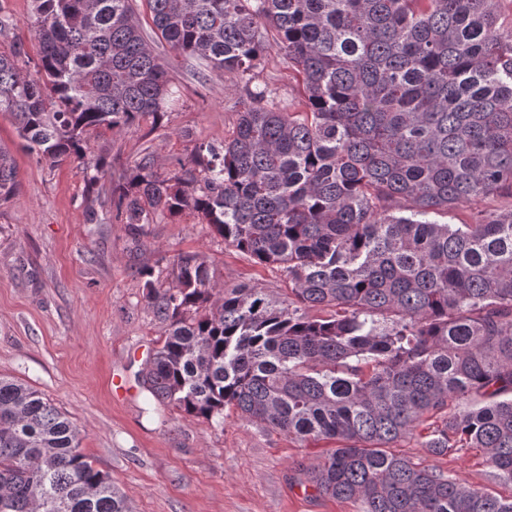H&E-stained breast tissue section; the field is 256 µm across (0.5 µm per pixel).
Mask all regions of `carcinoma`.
I'll return each mask as SVG.
<instances>
[{"instance_id": "1", "label": "carcinoma", "mask_w": 512, "mask_h": 512, "mask_svg": "<svg viewBox=\"0 0 512 512\" xmlns=\"http://www.w3.org/2000/svg\"><path fill=\"white\" fill-rule=\"evenodd\" d=\"M511 1L144 0L157 37L234 74L246 100L231 138L194 146V168L163 178L143 156L112 190L113 221L192 210L291 285L282 301L246 284L219 297L198 254L174 259L167 287L142 268L163 328L144 383L217 426L233 407L339 441L304 482L358 512H512L395 448L437 414L428 454L474 449L512 484V210L479 208L512 197ZM33 2L35 54L0 46V113L38 160L80 161L92 189L106 160L91 140L158 123L171 79L134 0ZM272 50L302 87L286 110L252 87ZM19 191L0 150V202ZM461 202L470 221L428 219ZM0 512H131L72 421L2 377Z\"/></svg>"}]
</instances>
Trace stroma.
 Returning <instances> with one entry per match:
<instances>
[{"label": "stroma", "mask_w": 512, "mask_h": 512, "mask_svg": "<svg viewBox=\"0 0 512 512\" xmlns=\"http://www.w3.org/2000/svg\"><path fill=\"white\" fill-rule=\"evenodd\" d=\"M140 21L179 103L161 125L145 122L95 143L108 165L102 190H88L76 160L54 167L37 161L14 120L0 114V146L20 181L19 194L0 205V376L41 392L76 423L81 450L132 512H357L353 502L319 495L303 481L302 469L323 461L335 441L302 444L232 408L215 427L159 402L143 384L162 328L143 298L139 268L196 253L223 286L255 285L282 297L288 281L278 266L226 247L189 210L154 217L140 231L112 223L111 185L147 154L165 177L190 165L196 143L230 137L245 97L233 74L187 66L157 38L149 13ZM255 81L275 88L280 106L300 96L277 53L262 59ZM116 376L123 391L112 385ZM401 447L494 496L512 497V485L496 479L478 451L432 457L416 436Z\"/></svg>", "instance_id": "stroma-1"}]
</instances>
